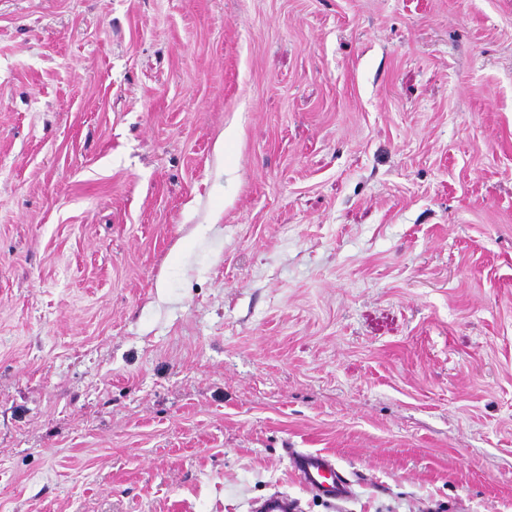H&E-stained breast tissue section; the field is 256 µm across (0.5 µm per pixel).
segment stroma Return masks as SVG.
Returning a JSON list of instances; mask_svg holds the SVG:
<instances>
[{"label":"stroma","instance_id":"1","mask_svg":"<svg viewBox=\"0 0 512 512\" xmlns=\"http://www.w3.org/2000/svg\"><path fill=\"white\" fill-rule=\"evenodd\" d=\"M276 490L512 512V0H0V512ZM288 459L299 482L314 495L330 500L352 496V483L340 472L336 460L318 451L288 449Z\"/></svg>","mask_w":512,"mask_h":512}]
</instances>
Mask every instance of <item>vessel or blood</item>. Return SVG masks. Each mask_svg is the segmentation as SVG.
I'll list each match as a JSON object with an SVG mask.
<instances>
[{
    "label": "vessel or blood",
    "instance_id": "obj_1",
    "mask_svg": "<svg viewBox=\"0 0 512 512\" xmlns=\"http://www.w3.org/2000/svg\"><path fill=\"white\" fill-rule=\"evenodd\" d=\"M288 459L299 482L314 495L330 500L351 497V482L343 476L331 456L318 451L289 449ZM299 503L288 494L276 491L256 506V512H297Z\"/></svg>",
    "mask_w": 512,
    "mask_h": 512
}]
</instances>
